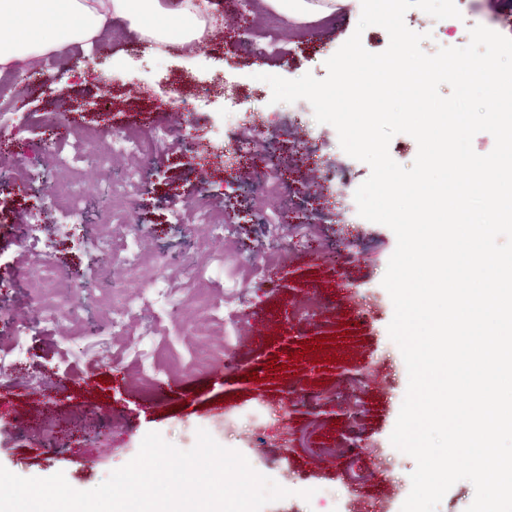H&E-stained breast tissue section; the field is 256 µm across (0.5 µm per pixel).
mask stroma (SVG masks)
I'll return each mask as SVG.
<instances>
[{"mask_svg":"<svg viewBox=\"0 0 512 512\" xmlns=\"http://www.w3.org/2000/svg\"><path fill=\"white\" fill-rule=\"evenodd\" d=\"M234 47L222 39L172 43L164 51L146 44L128 22L87 47L73 44L56 53L54 96L40 82L21 83L15 71H0V87L13 92L11 114L0 121V154L17 158L12 179L25 193L0 198V465L22 477L64 473L75 489L90 490L138 452L145 434L159 432L177 448L190 435L222 422L225 409L243 415L235 433L216 441L234 449L269 415L318 427L315 443H301L285 455L277 437L260 440L258 471L271 478L295 468L294 496L280 500L281 512H318L301 498L304 489L334 482L347 471L352 485L366 476L364 457L346 453L328 466L321 443H350L367 436L390 447L408 385L406 365L391 340L393 304L382 285L396 236L382 224H344L339 211L348 193L370 175L356 162L345 190L334 176L342 149L337 132L317 123L308 101L272 103L260 73L296 79L327 75L326 60L354 32L358 18L340 11L318 25L297 21L253 0L226 9ZM209 85L208 99L175 91L184 81ZM235 97L225 102L224 87ZM68 116L71 127L96 132L102 143L143 126L155 145L145 154H110L60 143L48 150L50 114ZM262 137L275 152L276 166L293 179L266 188L259 172L225 164V149ZM327 174L318 207H302L312 170ZM216 208L224 231L191 223L186 205ZM34 239L55 261L50 284L62 315L51 325L32 320L34 298L24 283L38 261L23 257ZM248 270H267L273 261H294L303 274L300 290L263 278L242 288L232 342L236 369L216 377L189 367L200 346L223 348L224 338L206 319L184 323L171 309L149 301L157 282L171 288H203L199 272H213L216 296L224 294L222 257ZM346 279L357 294L343 299ZM145 297L128 333L112 335V293ZM301 316L300 330L312 332L354 324L346 344L324 349V357L349 361L344 377L328 372L312 404L292 398L291 385L306 380L311 356L290 361L291 375L272 373L247 380L260 361L271 360L285 334V316ZM25 324L26 351L11 348L17 324ZM148 348L152 369L133 357ZM342 403L341 419L317 415L314 405Z\"/></svg>","mask_w":512,"mask_h":512,"instance_id":"obj_1","label":"stroma"}]
</instances>
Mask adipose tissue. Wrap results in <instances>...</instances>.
Segmentation results:
<instances>
[{
    "label": "adipose tissue",
    "instance_id": "adipose-tissue-1",
    "mask_svg": "<svg viewBox=\"0 0 512 512\" xmlns=\"http://www.w3.org/2000/svg\"><path fill=\"white\" fill-rule=\"evenodd\" d=\"M124 20L151 44L200 40L206 19L192 0H0V70L89 43Z\"/></svg>",
    "mask_w": 512,
    "mask_h": 512
}]
</instances>
